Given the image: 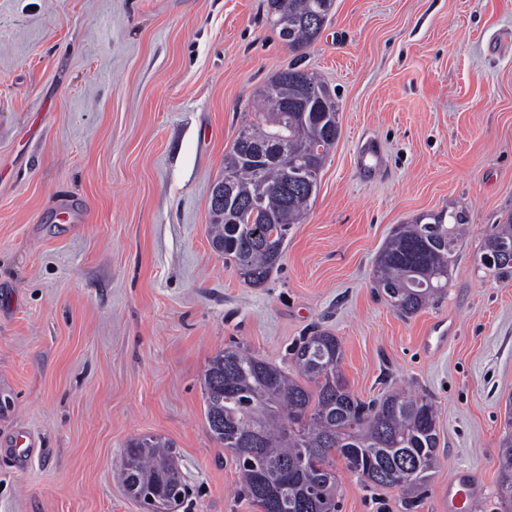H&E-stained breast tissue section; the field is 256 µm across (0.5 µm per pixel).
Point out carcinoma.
Segmentation results:
<instances>
[{
  "instance_id": "obj_1",
  "label": "carcinoma",
  "mask_w": 512,
  "mask_h": 512,
  "mask_svg": "<svg viewBox=\"0 0 512 512\" xmlns=\"http://www.w3.org/2000/svg\"><path fill=\"white\" fill-rule=\"evenodd\" d=\"M282 2L286 26L268 19L288 48L311 45L321 27L309 24L322 0H266L272 12ZM309 76L290 68L257 91L262 111L245 118L224 155V179L243 203H219L210 197V242L233 261L252 286L262 285L279 262L288 227L302 219L316 193L289 190L297 177L289 161L319 174L339 133L334 98L315 111L304 109L294 78ZM303 112V129L284 128L278 114ZM461 218L403 224L376 261L377 287L399 312H418L448 287L456 261ZM512 244V217L486 239L483 256ZM342 345L318 330L293 349L298 371L288 376L277 365L237 348H226L203 375L206 420L212 437L231 449L241 475V492L258 512H336V459L374 487H401L417 493L434 468L439 430L432 401L394 392L380 400L355 397L341 374ZM419 462L414 476L386 480L397 458ZM120 480L135 496L168 497L171 510L183 503L187 485L173 442L157 436L130 440L123 452ZM498 493L503 512H512V431L500 441Z\"/></svg>"
}]
</instances>
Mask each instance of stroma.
<instances>
[{
  "instance_id": "1",
  "label": "stroma",
  "mask_w": 512,
  "mask_h": 512,
  "mask_svg": "<svg viewBox=\"0 0 512 512\" xmlns=\"http://www.w3.org/2000/svg\"><path fill=\"white\" fill-rule=\"evenodd\" d=\"M294 65L334 91L340 134L255 287L212 248L209 195L257 89ZM438 213L466 226L448 287L401 315L377 256ZM511 216L512 0H335L300 54L265 0H0V512H142L118 474L145 435L180 453V512H256L209 432L203 374L236 346L294 371L316 327L340 339L354 395L434 403L437 459L410 512H448L461 476L476 512H498L512 279L480 256ZM445 317L453 334L426 351ZM336 475L338 512H409L400 488Z\"/></svg>"
}]
</instances>
